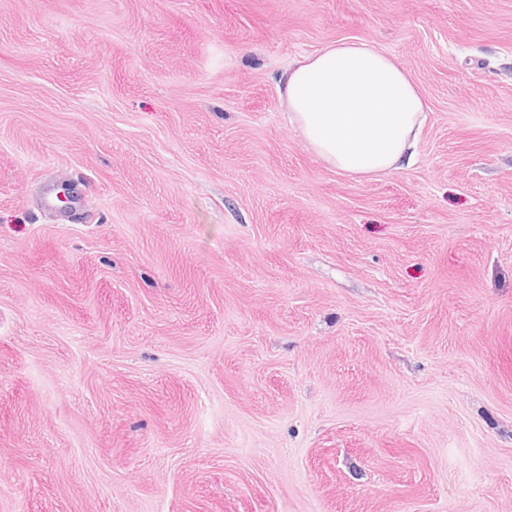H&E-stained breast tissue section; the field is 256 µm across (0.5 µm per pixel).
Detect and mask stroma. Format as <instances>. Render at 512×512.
I'll use <instances>...</instances> for the list:
<instances>
[{"instance_id":"obj_1","label":"stroma","mask_w":512,"mask_h":512,"mask_svg":"<svg viewBox=\"0 0 512 512\" xmlns=\"http://www.w3.org/2000/svg\"><path fill=\"white\" fill-rule=\"evenodd\" d=\"M347 38L370 181L277 87ZM0 512H512V0H0ZM278 88L306 147L337 172L372 180L414 163L427 100L372 43L341 39L300 56Z\"/></svg>"}]
</instances>
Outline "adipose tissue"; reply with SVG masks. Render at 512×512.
Here are the masks:
<instances>
[{
  "label": "adipose tissue",
  "mask_w": 512,
  "mask_h": 512,
  "mask_svg": "<svg viewBox=\"0 0 512 512\" xmlns=\"http://www.w3.org/2000/svg\"><path fill=\"white\" fill-rule=\"evenodd\" d=\"M289 121L337 172L372 180L412 165L428 103L393 56L341 39L293 60L278 80Z\"/></svg>",
  "instance_id": "1"
}]
</instances>
